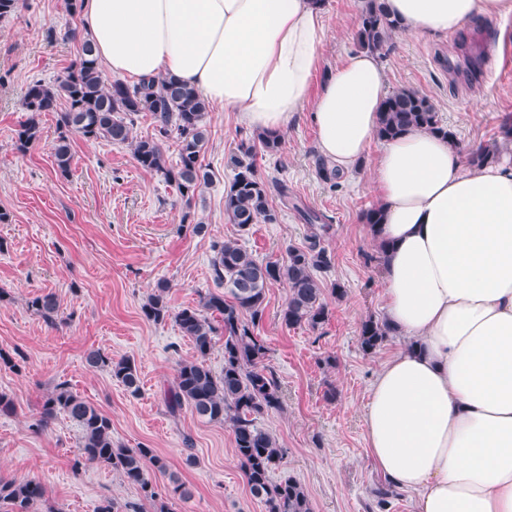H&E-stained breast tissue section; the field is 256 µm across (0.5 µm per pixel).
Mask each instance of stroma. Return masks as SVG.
Returning a JSON list of instances; mask_svg holds the SVG:
<instances>
[{
    "label": "stroma",
    "mask_w": 512,
    "mask_h": 512,
    "mask_svg": "<svg viewBox=\"0 0 512 512\" xmlns=\"http://www.w3.org/2000/svg\"><path fill=\"white\" fill-rule=\"evenodd\" d=\"M362 7V0H324V68L358 53ZM80 29L68 0H21L12 18L0 20V211L10 215L0 223V353L13 360L0 363V393L15 403L14 413L0 414V478L40 481L47 505L59 512H96L106 496L140 502L139 489L111 467L74 469L80 432L67 416L38 427L45 394L65 383L111 418L116 444L167 459L190 491L173 512H266L249 492L229 425L204 422L187 406L169 413L164 392L178 362L192 359L193 345L173 320L147 321L141 307L160 280L169 284L174 311L215 291L213 241L235 238L260 260L285 259L289 247L306 242V209L328 226L323 239L333 262L318 278L325 287L341 283L347 295L329 299L330 316L319 329L289 328L280 318L288 290L269 286L259 334L283 407L258 424L288 450L273 481L296 479L313 512H367L383 482L365 441L367 389L380 364L407 343L393 334L367 355L358 342L361 321L385 317L379 255L361 220L376 205L368 165L342 174L337 187L322 182L314 167L316 129L302 110L280 151L256 157L261 177L286 184L290 199L271 193L278 222L253 225L245 235L224 215V188L233 178L226 158L256 132L232 112L215 107L207 116L202 163L212 180L191 207L142 171L126 145L72 136V173L61 176L52 153L56 113L41 114V138L26 151L15 137L28 117L21 106L28 83L65 73L80 54ZM380 63L389 90L411 87L433 101L461 148L491 144L502 118L512 115V16L477 20L446 36L397 34ZM197 222L205 226L199 234ZM45 293L60 302L53 325L28 308ZM93 350L134 360L140 393L130 395L108 369L89 366Z\"/></svg>",
    "instance_id": "stroma-1"
}]
</instances>
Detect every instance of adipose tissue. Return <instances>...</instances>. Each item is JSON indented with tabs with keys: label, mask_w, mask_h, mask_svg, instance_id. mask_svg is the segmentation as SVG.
Masks as SVG:
<instances>
[{
	"label": "adipose tissue",
	"mask_w": 512,
	"mask_h": 512,
	"mask_svg": "<svg viewBox=\"0 0 512 512\" xmlns=\"http://www.w3.org/2000/svg\"><path fill=\"white\" fill-rule=\"evenodd\" d=\"M407 35L512 15V0H386ZM112 74L172 76L257 132L280 135L313 105L317 148L358 167L387 95L376 54L321 68L322 0H79ZM387 321L408 344L373 376L365 439L417 512H512V158L466 164L413 130L371 170Z\"/></svg>",
	"instance_id": "1"
}]
</instances>
